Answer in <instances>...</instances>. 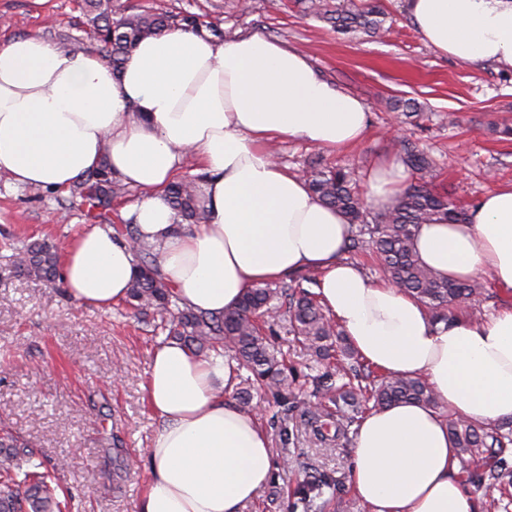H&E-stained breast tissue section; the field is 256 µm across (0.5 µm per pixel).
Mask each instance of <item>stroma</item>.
<instances>
[{
    "mask_svg": "<svg viewBox=\"0 0 512 512\" xmlns=\"http://www.w3.org/2000/svg\"><path fill=\"white\" fill-rule=\"evenodd\" d=\"M131 12H191L218 23L225 37L252 31L306 52L315 68L370 108L357 146L329 152L297 138L268 142L271 156L295 174L312 161L355 164L359 181L394 158L409 139L437 164L434 188L472 208L489 190L512 184V139L492 129L512 112V68L441 55L421 37L405 0H380L393 21L381 39L346 38L305 11L303 0H112ZM82 0H0V43L28 35L66 46L84 34ZM418 102L421 126L397 118L388 104ZM65 192L36 195L0 176V430L29 441L51 475L64 512H137L148 473L146 451L158 429L144 385L154 347L164 340L158 315L128 303L102 311L72 300L61 282L17 274L12 255L39 240L66 250L89 223L66 205ZM512 306V288L486 279L482 295L458 314L484 319ZM274 340L288 355L294 386L308 399L318 373L313 356L293 345L288 325L272 320ZM275 466L267 485L242 512H367L348 482L350 440L320 441L301 411L286 413L258 391ZM131 467H124V459ZM332 477L312 504L299 491Z\"/></svg>",
    "mask_w": 512,
    "mask_h": 512,
    "instance_id": "stroma-1",
    "label": "stroma"
}]
</instances>
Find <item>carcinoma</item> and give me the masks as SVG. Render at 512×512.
Returning <instances> with one entry per match:
<instances>
[{
    "instance_id": "carcinoma-1",
    "label": "carcinoma",
    "mask_w": 512,
    "mask_h": 512,
    "mask_svg": "<svg viewBox=\"0 0 512 512\" xmlns=\"http://www.w3.org/2000/svg\"><path fill=\"white\" fill-rule=\"evenodd\" d=\"M310 13L332 25L336 33L347 38L360 33L382 36L388 33L387 13L379 3L370 0H310ZM85 24L102 56L113 71L121 72L135 45L144 37L171 28L201 32L207 30L218 39L224 30L214 23L201 21L190 12L112 14V0H84ZM407 118L421 116V107L411 100H397L390 105ZM400 161L413 176L404 191L387 208L373 214L359 191L356 170L350 164L335 168L313 164L303 175L311 191L326 205L340 211L355 228L347 251L365 246L371 249L384 274L405 292L421 302L436 321H448L450 310L481 293L477 279L455 280L427 267L419 258L414 239L422 224L438 219L450 223L466 220L467 212L447 196L430 188L433 162L417 146L402 144ZM117 182L107 166L88 173L69 190L68 201L77 204L84 218L96 222L112 211V195ZM169 205L178 218L188 224H204L209 213L196 180L179 178L166 190ZM139 274L130 287L129 300L138 313L154 311L169 316V337L191 352L205 356L219 349L235 361L236 369L248 372L244 385L234 392L240 408L254 410L251 390L270 392L284 410L296 408V394L289 379L286 354L269 339L258 318L270 311L285 309L288 331L293 341L311 352L317 360L336 361V373L323 372L315 377V390L333 389L334 376L348 378L336 388V399L354 411L380 409L399 402L413 401L438 406L428 384L413 377L382 375L359 360L343 332L319 303L317 296L293 283L266 284L248 291L233 308L220 315L181 309L160 274L159 257L140 247ZM16 270L23 275L53 281L58 275V248L46 242L33 241L16 254ZM448 433L457 448L465 485L485 490L489 497L503 492L504 454L512 446V420L491 427H478L461 418L448 420ZM0 512H62L61 502L48 485L44 464L27 443L9 431L0 433ZM333 485L322 476L302 487L303 498L313 500V493Z\"/></svg>"
}]
</instances>
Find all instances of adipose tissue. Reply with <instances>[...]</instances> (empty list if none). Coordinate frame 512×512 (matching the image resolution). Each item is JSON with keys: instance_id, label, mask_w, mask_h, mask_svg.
I'll return each instance as SVG.
<instances>
[{"instance_id": "ef3b65f1", "label": "adipose tissue", "mask_w": 512, "mask_h": 512, "mask_svg": "<svg viewBox=\"0 0 512 512\" xmlns=\"http://www.w3.org/2000/svg\"><path fill=\"white\" fill-rule=\"evenodd\" d=\"M424 41L460 62L512 67V0H406ZM369 108L323 78L308 56L254 31L219 41L173 29L142 40L120 75L94 53L41 37L0 45V174L65 190L100 166L141 190L129 206L135 241L94 226L60 267L67 294L108 309L137 274L133 242L154 247L183 306L222 314L249 288L317 272L316 294L360 357L383 374L425 379L438 408L403 403L356 426L349 482L370 512H478L458 476L448 418L487 426L512 418V308L476 322L434 321L384 278L345 257L351 227L266 152L288 136L327 151L360 142ZM194 155L210 218L184 231L164 189ZM407 174L396 161L367 178L390 205ZM421 260L452 279L491 273L512 288V185L488 191L466 223L421 225ZM235 369L158 344L146 399L159 421L138 512H240L274 458L256 414L225 396Z\"/></svg>"}]
</instances>
